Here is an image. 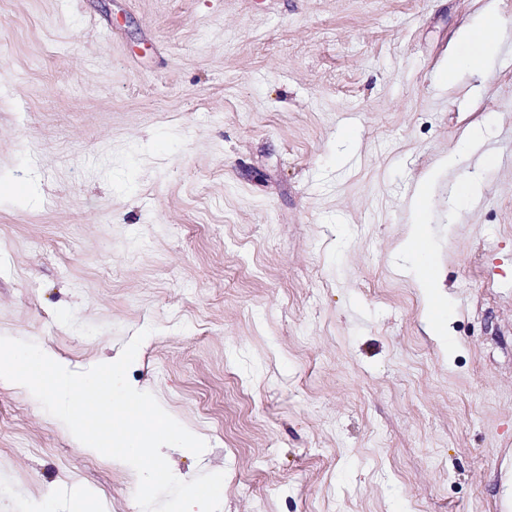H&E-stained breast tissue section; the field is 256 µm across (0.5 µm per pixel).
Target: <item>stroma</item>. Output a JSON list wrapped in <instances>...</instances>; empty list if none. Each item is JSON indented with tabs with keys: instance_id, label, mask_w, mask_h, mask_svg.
Listing matches in <instances>:
<instances>
[{
	"instance_id": "1",
	"label": "stroma",
	"mask_w": 512,
	"mask_h": 512,
	"mask_svg": "<svg viewBox=\"0 0 512 512\" xmlns=\"http://www.w3.org/2000/svg\"><path fill=\"white\" fill-rule=\"evenodd\" d=\"M142 330L221 512H512V0H0V336ZM137 484L0 383V512ZM498 31V18L492 12L482 27L465 29L461 34V41L466 44L467 50L462 62L479 68L487 57L488 47L495 43Z\"/></svg>"
}]
</instances>
